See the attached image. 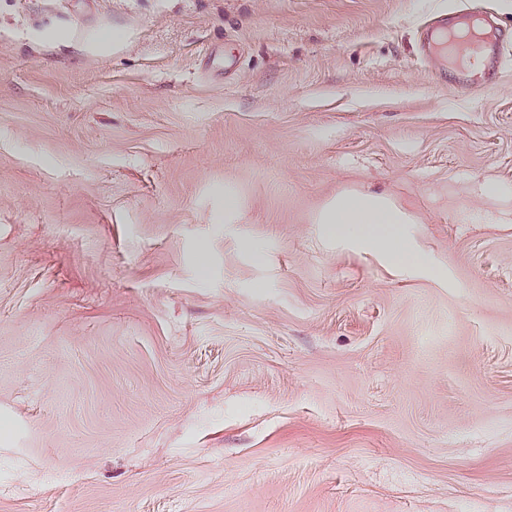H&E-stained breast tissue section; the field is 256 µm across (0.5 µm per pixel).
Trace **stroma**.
Returning <instances> with one entry per match:
<instances>
[{
    "mask_svg": "<svg viewBox=\"0 0 512 512\" xmlns=\"http://www.w3.org/2000/svg\"><path fill=\"white\" fill-rule=\"evenodd\" d=\"M462 10L512 26L0 0V512H512V41L457 88ZM346 189L406 266L315 223Z\"/></svg>",
    "mask_w": 512,
    "mask_h": 512,
    "instance_id": "obj_1",
    "label": "stroma"
}]
</instances>
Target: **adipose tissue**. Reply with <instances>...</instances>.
<instances>
[{
	"instance_id": "1",
	"label": "adipose tissue",
	"mask_w": 512,
	"mask_h": 512,
	"mask_svg": "<svg viewBox=\"0 0 512 512\" xmlns=\"http://www.w3.org/2000/svg\"><path fill=\"white\" fill-rule=\"evenodd\" d=\"M316 221L329 225L338 237L373 243L391 263H399L408 252L400 227L413 218L390 198L342 192L323 205Z\"/></svg>"
}]
</instances>
